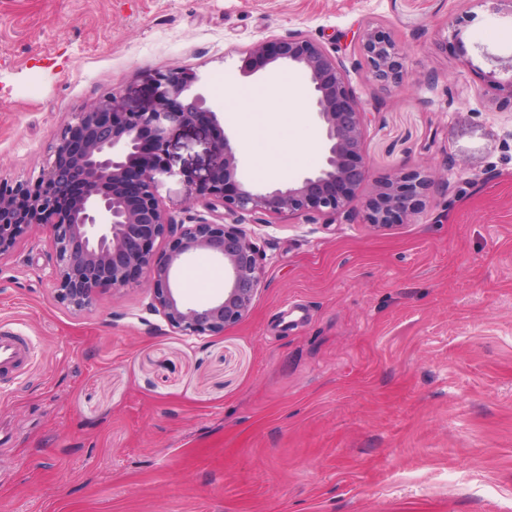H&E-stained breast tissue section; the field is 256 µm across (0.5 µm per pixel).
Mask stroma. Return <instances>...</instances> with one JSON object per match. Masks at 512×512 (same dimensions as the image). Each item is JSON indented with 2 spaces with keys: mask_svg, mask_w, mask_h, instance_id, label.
<instances>
[{
  "mask_svg": "<svg viewBox=\"0 0 512 512\" xmlns=\"http://www.w3.org/2000/svg\"><path fill=\"white\" fill-rule=\"evenodd\" d=\"M390 30L400 86L349 74L368 112V200L395 171L429 172L418 220L377 228L245 213L265 276L245 318L190 339L149 309L148 286L77 310L56 300L45 233L0 257V324L35 338L0 392V512H512V0H0V179L38 174L75 112L158 73L191 70L232 137L262 128L251 45L303 32L344 46ZM311 136L271 178L277 140L239 145L244 178L319 167ZM162 207L192 224L209 167L203 132L175 138ZM473 186L442 209L440 183ZM200 255L175 283L224 292Z\"/></svg>",
  "mask_w": 512,
  "mask_h": 512,
  "instance_id": "obj_1",
  "label": "stroma"
}]
</instances>
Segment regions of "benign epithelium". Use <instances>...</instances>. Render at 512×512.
<instances>
[{"label":"benign epithelium","instance_id":"7a95c632","mask_svg":"<svg viewBox=\"0 0 512 512\" xmlns=\"http://www.w3.org/2000/svg\"><path fill=\"white\" fill-rule=\"evenodd\" d=\"M350 56L371 78L398 86L406 74L405 54L396 37L366 25L347 44ZM262 67L296 71L321 132L323 159L314 172L286 185L246 182L223 113L210 103L195 73H160L149 101L114 90L76 113L59 133L39 175L16 182L0 180V256L41 229L55 261L49 281L55 297L76 309L97 303L105 289L139 286L151 291L150 310L188 338L215 336L250 310L263 280L260 247L236 221L243 213L319 217L327 224L360 218L380 227L420 213L429 179L401 171L360 204L357 190L366 179V110L338 51L301 34L263 39L249 49ZM185 127L208 133L211 168L200 201L221 221L179 223L160 206V189L177 172L168 160L172 138ZM473 180L441 183L445 206L464 194ZM165 241L157 254L155 243ZM207 255L224 265V295L211 303L186 302L174 284L182 263Z\"/></svg>","mask_w":512,"mask_h":512}]
</instances>
